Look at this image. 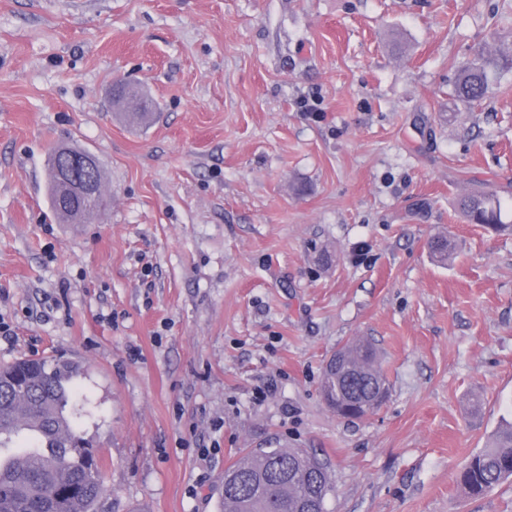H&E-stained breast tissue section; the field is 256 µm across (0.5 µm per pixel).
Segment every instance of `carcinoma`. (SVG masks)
I'll return each instance as SVG.
<instances>
[{
  "label": "carcinoma",
  "instance_id": "obj_1",
  "mask_svg": "<svg viewBox=\"0 0 512 512\" xmlns=\"http://www.w3.org/2000/svg\"><path fill=\"white\" fill-rule=\"evenodd\" d=\"M512 72V55L483 52L458 66L451 96L466 108L480 103L501 75ZM151 99L129 85L112 98V105L134 125L150 123ZM48 191L58 215L74 220L82 203L59 195L50 181ZM468 224L512 232L504 207L494 193L472 191L456 201ZM434 256L446 261L452 254L448 237L429 244ZM338 354L353 369L350 374L327 362L322 390L336 414L361 419L377 406L364 407L386 377L378 366L376 349L367 341L348 343ZM78 366L47 358H21L0 365V512H95L106 493L100 460L81 429L90 414L75 383ZM221 512H327L331 493L322 463L299 448L249 450L224 470ZM512 479V425L502 428L490 447L474 455L460 473L465 494L479 497Z\"/></svg>",
  "mask_w": 512,
  "mask_h": 512
}]
</instances>
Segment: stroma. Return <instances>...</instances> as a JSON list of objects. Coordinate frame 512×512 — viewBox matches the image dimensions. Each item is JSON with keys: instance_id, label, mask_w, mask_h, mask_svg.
Instances as JSON below:
<instances>
[{"instance_id": "1", "label": "stroma", "mask_w": 512, "mask_h": 512, "mask_svg": "<svg viewBox=\"0 0 512 512\" xmlns=\"http://www.w3.org/2000/svg\"><path fill=\"white\" fill-rule=\"evenodd\" d=\"M512 0H0V364L61 358L96 408L98 512H220L244 451L322 462L328 512H512L458 476L512 421V72L474 109L457 68L512 52ZM155 101L118 121L112 87ZM111 200L62 223L55 148ZM455 256L438 263L430 240ZM371 342L389 392L323 399ZM456 209L468 224H482L497 231L512 232V224L504 220V207L494 193L472 191L456 201ZM338 354L347 361L353 372L346 375L345 371L336 370L340 364V358L336 355V365L328 360L324 367L322 390L331 399L337 415L361 419L381 403L368 408L362 404L371 401L381 386L388 390L386 377L378 366L377 351L369 342L359 340L342 346Z\"/></svg>"}]
</instances>
